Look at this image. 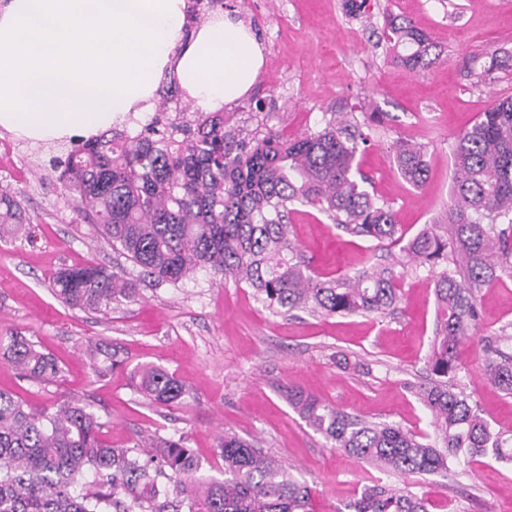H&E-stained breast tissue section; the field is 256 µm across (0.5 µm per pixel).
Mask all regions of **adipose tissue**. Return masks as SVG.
I'll return each mask as SVG.
<instances>
[{
    "instance_id": "1",
    "label": "adipose tissue",
    "mask_w": 512,
    "mask_h": 512,
    "mask_svg": "<svg viewBox=\"0 0 512 512\" xmlns=\"http://www.w3.org/2000/svg\"><path fill=\"white\" fill-rule=\"evenodd\" d=\"M185 0H0V127L48 142L150 111L175 72L208 112L246 93L263 63L253 33L217 12L181 45Z\"/></svg>"
}]
</instances>
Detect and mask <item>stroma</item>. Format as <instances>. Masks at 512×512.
<instances>
[{"label":"stroma","mask_w":512,"mask_h":512,"mask_svg":"<svg viewBox=\"0 0 512 512\" xmlns=\"http://www.w3.org/2000/svg\"><path fill=\"white\" fill-rule=\"evenodd\" d=\"M230 3L260 42L264 63L250 90L225 105V115L251 124L259 103L267 124L294 138L320 129L324 114H352L370 137L358 158L368 190L392 209L406 237L444 218L455 137L492 101L512 97V0H367L354 14L346 0ZM387 14L427 36L429 68L414 71L396 58ZM488 65L492 73L476 82L475 73ZM400 139L426 149L421 186L398 170L393 145ZM0 144L7 148L0 153V185L21 192L29 219L24 231L0 238V336L31 338L61 368L53 381L35 382L0 357V389L35 411L83 400L115 448L149 431L182 439L213 475L223 467L220 438L237 434L294 466L312 490L313 512H342L374 483L425 497L431 512H512V461L463 456L433 474H389L329 447L285 397L286 389L302 390L434 442L427 415L405 387L427 375L434 284L408 265L399 246L348 235L310 206L289 216L292 239L322 276L391 269L399 300L382 314L276 313L247 284L206 270L175 286L142 279L134 300L106 313L73 309L54 297V272L89 260L112 267L121 257L67 207L60 184L41 179L38 170L56 145L2 129ZM503 329L512 335L509 277L483 290L474 335L458 352L456 382L494 429L512 436V396L479 370L486 341ZM96 342L124 360L104 378L85 355ZM146 364L187 385L183 406H153L135 391L134 376Z\"/></svg>","instance_id":"35a3bbf8"}]
</instances>
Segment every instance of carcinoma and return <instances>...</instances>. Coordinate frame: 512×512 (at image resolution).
Listing matches in <instances>:
<instances>
[{
    "instance_id": "cac0c4a2",
    "label": "carcinoma",
    "mask_w": 512,
    "mask_h": 512,
    "mask_svg": "<svg viewBox=\"0 0 512 512\" xmlns=\"http://www.w3.org/2000/svg\"><path fill=\"white\" fill-rule=\"evenodd\" d=\"M401 61L428 65L427 38L410 25L392 27ZM156 113L130 135L109 130L69 140L49 161L72 207L93 233L112 243L157 283L177 285L199 269L254 288L272 309L325 315L382 313L398 300L386 270L321 279L288 232L295 204L326 214L343 232L372 240H403L392 210L363 186L357 156L368 138L336 114L312 133L288 139L256 121L252 129L224 123V113L173 109ZM395 161L415 186L426 180L424 148L398 144ZM448 223L427 224L402 250L431 273L436 327L427 355L431 374L410 382L439 435L425 443L396 424L350 416L318 398L289 389L288 403L332 448L400 474L448 469L463 454L512 460L508 441L482 417L455 383L459 347L472 338L482 288L512 277V99H497L456 137ZM27 223L20 192L0 188V225ZM453 266H448V262ZM54 293L72 308L108 311L136 297V281L88 262L52 277ZM0 354L23 378L49 382L57 361L25 336L0 337ZM104 374L122 361L89 349ZM485 375L512 395V354L490 347ZM150 403L183 404L186 388L157 365L137 373ZM102 423L86 404L69 400L33 412L0 390V512H312L311 488L255 445L234 434L220 439L223 477L206 473L182 440L142 436L128 448L100 439ZM91 483L83 482L85 475ZM422 496L372 485L345 512H429Z\"/></svg>"
}]
</instances>
